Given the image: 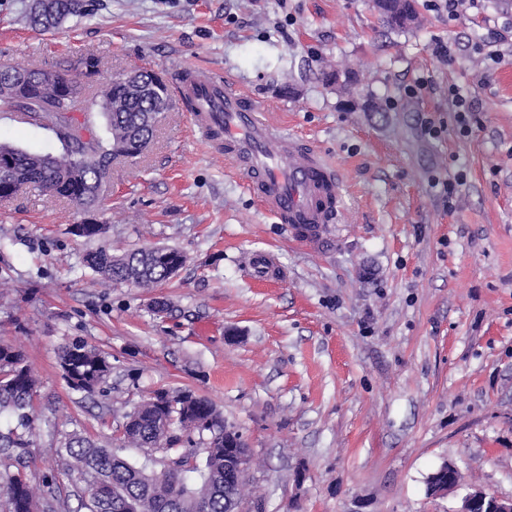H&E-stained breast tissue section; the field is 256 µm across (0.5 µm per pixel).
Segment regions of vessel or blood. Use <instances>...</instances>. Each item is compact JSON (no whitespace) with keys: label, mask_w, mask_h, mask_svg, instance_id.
<instances>
[{"label":"vessel or blood","mask_w":512,"mask_h":512,"mask_svg":"<svg viewBox=\"0 0 512 512\" xmlns=\"http://www.w3.org/2000/svg\"><path fill=\"white\" fill-rule=\"evenodd\" d=\"M198 131L245 176L263 210L290 225L298 240L320 237L342 212V179L313 146L276 130L237 86L184 70L172 83Z\"/></svg>","instance_id":"obj_1"}]
</instances>
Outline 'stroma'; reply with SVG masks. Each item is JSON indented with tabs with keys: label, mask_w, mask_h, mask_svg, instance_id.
<instances>
[{
	"label": "stroma",
	"mask_w": 512,
	"mask_h": 512,
	"mask_svg": "<svg viewBox=\"0 0 512 512\" xmlns=\"http://www.w3.org/2000/svg\"><path fill=\"white\" fill-rule=\"evenodd\" d=\"M29 2L0 0V64L94 54L91 98L134 69L170 80L205 68L318 147L344 195L340 223L297 242L175 97L149 151L113 163L94 214L102 237L72 234L85 214L68 200L33 189L0 200V339L39 376L27 459L33 481L55 478L48 512H74L84 488L56 453L63 434L110 442L113 410L160 387L208 398L243 432L247 491L264 512H453L456 496H426L444 461L512 497V0H470L453 18L422 4L402 33L372 0H91L90 16L53 33L31 29ZM438 38L454 62L433 55ZM487 50L502 56L495 69ZM329 64L357 72L359 108L322 80ZM422 78L429 89L406 96ZM454 88L480 119L466 137ZM427 117L442 138L424 135ZM0 141L61 150L11 112ZM457 175L445 205L432 181ZM105 244L187 260L152 290L115 285L82 263ZM257 254L275 276L256 275ZM75 338L108 354L106 395L63 379L57 351Z\"/></svg>",
	"instance_id": "1"
}]
</instances>
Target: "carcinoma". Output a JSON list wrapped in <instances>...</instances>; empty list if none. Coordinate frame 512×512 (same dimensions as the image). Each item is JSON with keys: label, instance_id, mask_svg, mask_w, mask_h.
I'll list each match as a JSON object with an SVG mask.
<instances>
[{"label": "carcinoma", "instance_id": "obj_1", "mask_svg": "<svg viewBox=\"0 0 512 512\" xmlns=\"http://www.w3.org/2000/svg\"><path fill=\"white\" fill-rule=\"evenodd\" d=\"M378 9L383 25L404 32L417 19L416 0H390ZM87 13L85 0H32L29 25L41 32L60 29L71 17ZM99 61L84 55L53 68L55 80H45L47 69L0 65V88L18 74L28 78L29 92L44 99L41 109L62 130L58 135L64 154L42 155L8 144L0 145V155L11 157L7 169L0 170V198L8 199L19 189H33L75 201L80 205L98 203L101 181L109 176L112 163L129 155L128 149L147 148L161 114L169 111L167 83L156 73L140 69L130 80L118 76L100 103L84 97L86 85L98 73ZM99 106L106 135L95 134L88 120L78 121L74 113L93 111ZM81 159V181L72 182L71 167ZM84 266L95 275L115 284L129 283L150 289L166 281L165 264L151 247L114 255L102 246L84 258ZM64 379L71 389L93 395L112 372L107 356L82 339L65 343L58 350ZM38 378L24 352L0 341V416L15 422L14 428L0 432V456L13 460L12 468L0 472V494L6 512H44L45 489L32 484L26 461L34 433ZM123 424L116 437L118 447L95 441L74 429L62 436L55 452L67 457V469L96 489L80 499L75 512H228L229 499L242 502L247 477L232 483L224 478V416L208 399L188 393L186 400L158 404L146 399L139 409L122 414ZM203 424L211 451L203 467L193 463V439L182 434L180 425ZM123 448H138L144 462L137 464L120 454ZM156 448L178 450L177 461L163 470L149 468Z\"/></svg>", "mask_w": 512, "mask_h": 512}]
</instances>
